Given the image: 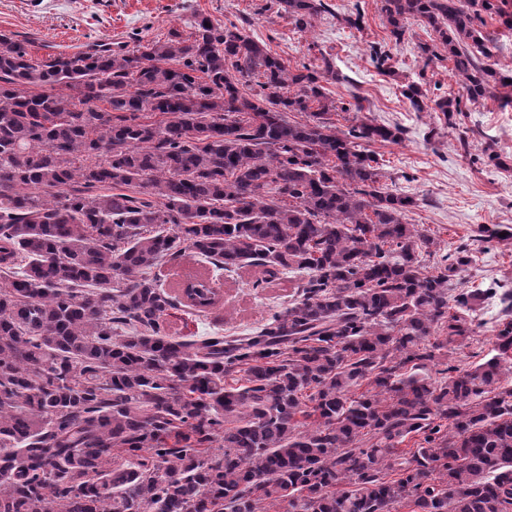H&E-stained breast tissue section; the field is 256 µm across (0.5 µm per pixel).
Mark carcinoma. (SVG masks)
<instances>
[{
	"label": "carcinoma",
	"instance_id": "cac0c4a2",
	"mask_svg": "<svg viewBox=\"0 0 512 512\" xmlns=\"http://www.w3.org/2000/svg\"><path fill=\"white\" fill-rule=\"evenodd\" d=\"M505 3L382 12L397 43L433 31L424 66L453 61L477 102L512 87L475 55ZM266 9L365 28L326 0ZM191 28L40 66L0 33V512H512V292L494 354L445 362L484 291L455 282L466 244L429 270L435 239L368 150L402 129L338 126L364 107L328 96L324 53L292 69L232 22ZM435 107L452 126L461 99ZM189 252L300 279L256 335L183 339L156 270Z\"/></svg>",
	"mask_w": 512,
	"mask_h": 512
}]
</instances>
